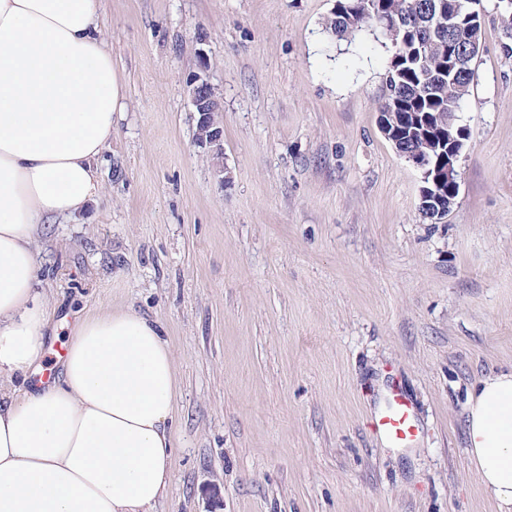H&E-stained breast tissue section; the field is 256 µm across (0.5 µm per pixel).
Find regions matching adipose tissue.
Wrapping results in <instances>:
<instances>
[{
	"label": "adipose tissue",
	"mask_w": 512,
	"mask_h": 512,
	"mask_svg": "<svg viewBox=\"0 0 512 512\" xmlns=\"http://www.w3.org/2000/svg\"><path fill=\"white\" fill-rule=\"evenodd\" d=\"M100 15L101 0H0V376L44 353L43 225L101 195L125 88ZM175 390L156 322L131 310L82 319L60 382L0 401V512H151L171 479ZM466 443L512 512V370L473 390Z\"/></svg>",
	"instance_id": "adipose-tissue-1"
}]
</instances>
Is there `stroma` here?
I'll return each instance as SVG.
<instances>
[{
    "label": "stroma",
    "mask_w": 512,
    "mask_h": 512,
    "mask_svg": "<svg viewBox=\"0 0 512 512\" xmlns=\"http://www.w3.org/2000/svg\"><path fill=\"white\" fill-rule=\"evenodd\" d=\"M335 0H104L125 80L102 195L46 225L51 383L81 319L135 310L172 351L171 482L152 512H498L465 445L468 394L512 369V57L482 0L459 192L442 222L379 131L394 48L325 29ZM224 107V163L188 85ZM416 448L369 428L387 381ZM189 97L193 111L198 114L196 123V143L205 148L211 149L218 160V172L224 177V120L223 106L212 85L197 74L189 82Z\"/></svg>",
    "instance_id": "stroma-1"
}]
</instances>
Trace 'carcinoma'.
<instances>
[{
  "instance_id": "1",
  "label": "carcinoma",
  "mask_w": 512,
  "mask_h": 512,
  "mask_svg": "<svg viewBox=\"0 0 512 512\" xmlns=\"http://www.w3.org/2000/svg\"><path fill=\"white\" fill-rule=\"evenodd\" d=\"M449 0H336L326 28L337 38L376 26L394 47L386 76V94L378 112L394 113L401 150L427 153L431 187L434 172L448 165V133L457 122L450 113L470 95L472 64L478 56L483 15L462 16L451 31L439 27V12Z\"/></svg>"
}]
</instances>
